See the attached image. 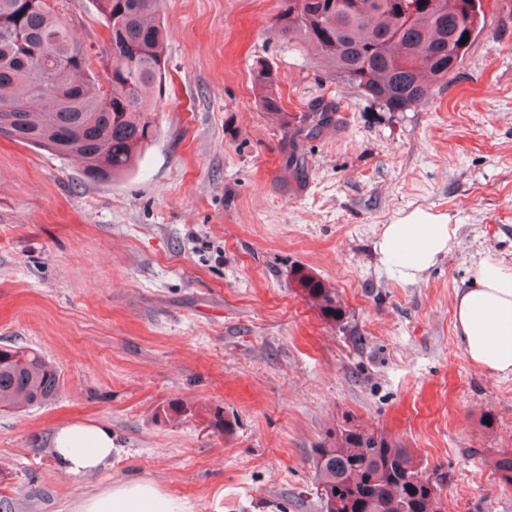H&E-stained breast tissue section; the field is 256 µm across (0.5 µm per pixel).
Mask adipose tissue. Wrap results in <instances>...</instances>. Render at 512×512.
Instances as JSON below:
<instances>
[{
  "label": "adipose tissue",
  "instance_id": "1",
  "mask_svg": "<svg viewBox=\"0 0 512 512\" xmlns=\"http://www.w3.org/2000/svg\"><path fill=\"white\" fill-rule=\"evenodd\" d=\"M456 244L445 214L416 209L385 225L377 249L384 266L398 268L411 283L423 279ZM454 330L474 365L512 375V275L482 261L473 283L454 305ZM114 450L112 430L98 422L57 427L53 455L57 468L74 477L97 471ZM77 512H185L184 505L150 480H120L83 499Z\"/></svg>",
  "mask_w": 512,
  "mask_h": 512
}]
</instances>
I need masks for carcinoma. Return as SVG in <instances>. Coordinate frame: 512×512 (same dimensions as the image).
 <instances>
[{"label": "carcinoma", "mask_w": 512, "mask_h": 512, "mask_svg": "<svg viewBox=\"0 0 512 512\" xmlns=\"http://www.w3.org/2000/svg\"><path fill=\"white\" fill-rule=\"evenodd\" d=\"M108 37L99 50L105 79L72 35L53 0H0V136L83 163L86 179L131 173L157 136V97L164 90L168 31L162 0H92ZM329 0H281L273 28L312 59H321L387 112H403L433 94L432 82L454 74L463 36L482 31V0H444L440 10L401 12L391 0H364L361 10L328 7ZM471 6L469 25L456 29L453 11ZM261 108L288 136V170L302 175L300 144L335 123L322 101L303 112L282 105L275 71L255 67ZM294 284L326 318L342 319L334 289L300 267ZM60 383L56 366L39 352L0 347V411L47 403ZM512 483V453L494 460ZM408 448L352 431L344 445L318 449L315 496L321 512H441L439 486Z\"/></svg>", "instance_id": "1"}]
</instances>
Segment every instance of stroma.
<instances>
[{
  "label": "stroma",
  "mask_w": 512,
  "mask_h": 512,
  "mask_svg": "<svg viewBox=\"0 0 512 512\" xmlns=\"http://www.w3.org/2000/svg\"><path fill=\"white\" fill-rule=\"evenodd\" d=\"M279 3L163 0L159 133L127 177L92 182L0 137V347L38 350L61 380L0 412V512H76L119 479L191 512H320L315 451L346 429L414 449L444 512H512L493 466L512 451V376L474 366L453 328L481 259L512 273V0H483L455 74L403 112L273 36ZM59 9L99 50L92 0ZM260 60L287 111L337 105L299 147L303 177L261 109ZM415 209L448 215L457 245L409 283L374 246ZM299 266L336 290L341 321L299 295ZM68 420L112 429L93 476L55 465Z\"/></svg>",
  "instance_id": "1"
}]
</instances>
